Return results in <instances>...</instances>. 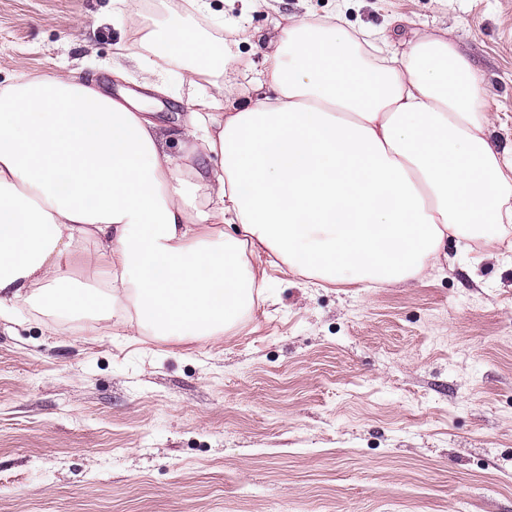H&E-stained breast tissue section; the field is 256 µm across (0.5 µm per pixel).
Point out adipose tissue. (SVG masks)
I'll use <instances>...</instances> for the list:
<instances>
[{
	"label": "adipose tissue",
	"mask_w": 512,
	"mask_h": 512,
	"mask_svg": "<svg viewBox=\"0 0 512 512\" xmlns=\"http://www.w3.org/2000/svg\"><path fill=\"white\" fill-rule=\"evenodd\" d=\"M374 36L378 64L343 13L289 19L265 45L268 95L228 109L235 53L191 27L134 30L117 54L147 89L144 54L198 57L184 78L209 92L174 130L73 76L0 91V316L28 305L217 340L262 301L264 254L331 284L402 285L453 264L451 238L512 253V157L489 139L478 70L432 32L403 51Z\"/></svg>",
	"instance_id": "ef3b65f1"
}]
</instances>
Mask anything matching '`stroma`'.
<instances>
[{
  "label": "stroma",
  "mask_w": 512,
  "mask_h": 512,
  "mask_svg": "<svg viewBox=\"0 0 512 512\" xmlns=\"http://www.w3.org/2000/svg\"><path fill=\"white\" fill-rule=\"evenodd\" d=\"M209 2L0 0V88L56 73L137 88L113 72L131 30L233 43L239 0ZM341 5L349 28L395 24L401 50L447 33L512 148V0H259L249 25L268 38ZM236 53L223 79L244 101L268 61ZM184 67L158 70L163 123L207 91ZM448 252L453 268L399 287L276 273L219 342L0 319V512H512V253Z\"/></svg>",
  "instance_id": "1"
}]
</instances>
